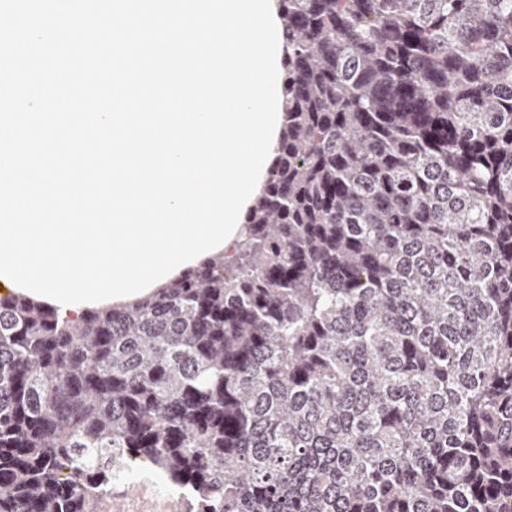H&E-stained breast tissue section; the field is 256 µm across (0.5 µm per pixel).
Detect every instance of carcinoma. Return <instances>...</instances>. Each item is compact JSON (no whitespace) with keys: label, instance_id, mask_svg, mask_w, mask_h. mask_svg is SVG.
<instances>
[{"label":"carcinoma","instance_id":"obj_1","mask_svg":"<svg viewBox=\"0 0 512 512\" xmlns=\"http://www.w3.org/2000/svg\"><path fill=\"white\" fill-rule=\"evenodd\" d=\"M236 253L75 320L0 297V512L112 450L205 512H512V0H279Z\"/></svg>","mask_w":512,"mask_h":512}]
</instances>
